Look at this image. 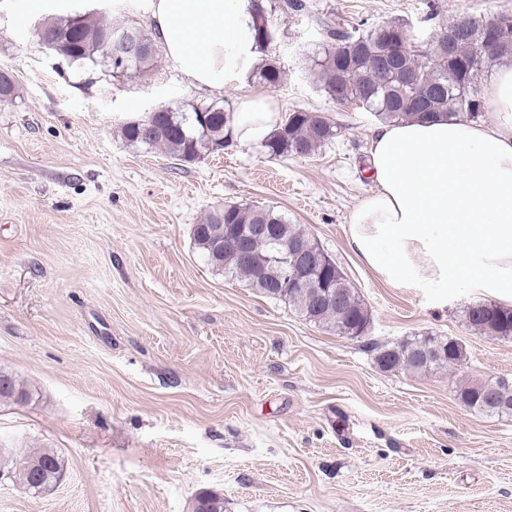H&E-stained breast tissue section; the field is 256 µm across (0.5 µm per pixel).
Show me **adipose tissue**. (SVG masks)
<instances>
[{"label": "adipose tissue", "instance_id": "adipose-tissue-1", "mask_svg": "<svg viewBox=\"0 0 512 512\" xmlns=\"http://www.w3.org/2000/svg\"><path fill=\"white\" fill-rule=\"evenodd\" d=\"M172 66L208 88L240 81L255 60L250 0H152ZM489 113L381 123L368 135L373 190L352 210L348 241L386 281L409 288L465 283L512 300V62L487 85ZM281 121L267 94L240 98L228 143L260 145Z\"/></svg>", "mask_w": 512, "mask_h": 512}]
</instances>
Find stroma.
Returning a JSON list of instances; mask_svg holds the SVG:
<instances>
[{
  "instance_id": "obj_1",
  "label": "stroma",
  "mask_w": 512,
  "mask_h": 512,
  "mask_svg": "<svg viewBox=\"0 0 512 512\" xmlns=\"http://www.w3.org/2000/svg\"><path fill=\"white\" fill-rule=\"evenodd\" d=\"M32 0H0V370L30 397L0 404V512H512V418L460 404L458 375L512 383V342L470 330L480 295L405 288L348 243L368 195L377 120L330 100L308 59L318 19L423 30L461 15L512 14V0H306L270 45L286 77L282 112L341 128L310 159L230 145L186 163L126 142L121 125L160 106L232 105L254 75L199 88L165 56L144 78L70 66L43 48ZM125 16L150 28L149 0H54L52 13ZM276 206L303 225L358 289L368 338L445 336L460 373H386L362 341L304 320L207 265L191 227L221 203ZM57 448L67 469L33 496L11 449Z\"/></svg>"
}]
</instances>
